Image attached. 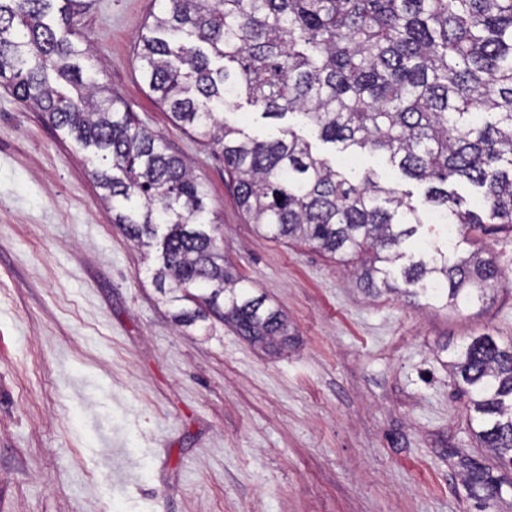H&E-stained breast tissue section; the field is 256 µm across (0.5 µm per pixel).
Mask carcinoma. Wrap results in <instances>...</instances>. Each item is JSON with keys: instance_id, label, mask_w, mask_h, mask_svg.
Segmentation results:
<instances>
[{"instance_id": "1", "label": "carcinoma", "mask_w": 512, "mask_h": 512, "mask_svg": "<svg viewBox=\"0 0 512 512\" xmlns=\"http://www.w3.org/2000/svg\"><path fill=\"white\" fill-rule=\"evenodd\" d=\"M84 0H0V87L95 156L112 223L156 248L153 282L192 325L212 314L253 343L288 344L281 310L231 270L210 229L205 186L131 106L90 76L79 36ZM142 79L172 121L224 156L235 200L261 237L314 244L353 264L370 292L422 296L458 310L501 277L482 256L512 232V0H163L138 37ZM265 118L299 115L324 142L369 149L427 185L422 202L369 174L348 177L291 127L269 140L223 119L240 95ZM469 184L471 209L448 182ZM472 245L436 236L432 220ZM476 438L512 472V342L478 336L448 362ZM462 483L482 503L505 480L474 459Z\"/></svg>"}]
</instances>
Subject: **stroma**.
Returning a JSON list of instances; mask_svg holds the SVG:
<instances>
[{"label":"stroma","mask_w":512,"mask_h":512,"mask_svg":"<svg viewBox=\"0 0 512 512\" xmlns=\"http://www.w3.org/2000/svg\"><path fill=\"white\" fill-rule=\"evenodd\" d=\"M160 6L88 0V68L191 161L225 257L283 311L288 346L175 325L154 252L100 203L92 153L0 89V512H499L461 482L460 457L495 460L447 362L471 337L512 340V232L483 243L500 283L457 311L368 295L317 248L261 238L222 154L141 79L137 34ZM224 109L261 138L297 122L243 96ZM313 150L423 196L382 154Z\"/></svg>","instance_id":"obj_1"}]
</instances>
